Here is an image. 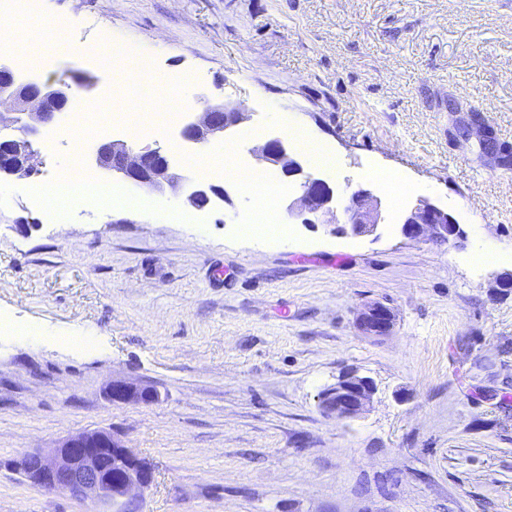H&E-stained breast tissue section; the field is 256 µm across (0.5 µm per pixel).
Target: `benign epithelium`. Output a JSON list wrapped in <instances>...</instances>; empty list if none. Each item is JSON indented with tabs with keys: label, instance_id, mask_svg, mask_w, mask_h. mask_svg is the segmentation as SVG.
Segmentation results:
<instances>
[{
	"label": "benign epithelium",
	"instance_id": "1",
	"mask_svg": "<svg viewBox=\"0 0 512 512\" xmlns=\"http://www.w3.org/2000/svg\"><path fill=\"white\" fill-rule=\"evenodd\" d=\"M64 82L39 81L22 77L14 69L7 52L0 54V130L20 129L21 135L0 138V173L16 179L31 177L39 164L38 141L42 128L51 123L69 97ZM448 138L477 141L480 156L500 166L512 148L498 142L487 126L481 109L457 99H448ZM249 119V113L223 102L205 101L201 109L188 111L177 134L182 148H196L224 140ZM252 156L276 167L296 186V196L288 202V216L303 224L325 223L324 217L343 208L347 226L355 236L375 232L382 216V201L364 186L340 200L330 184L306 170L304 158L285 137L270 133L263 143L251 148ZM91 166L116 176L141 190L162 194L177 191L183 202L203 210L216 202L230 201L220 185L188 181L174 165L167 149H139L125 140H101L88 157ZM401 233L411 241L448 243L464 238L455 216L427 198L419 199L401 218ZM395 323L392 308L375 303L357 316L359 328L370 336H384ZM376 392L374 381L349 371L319 395L322 411L339 420L353 419L370 405ZM107 395L118 403H148L155 393L124 381H112ZM32 484L90 496L112 506V512H126V506L143 498L153 483V468L133 449L110 432H84L64 439L50 453L26 454L20 464Z\"/></svg>",
	"mask_w": 512,
	"mask_h": 512
}]
</instances>
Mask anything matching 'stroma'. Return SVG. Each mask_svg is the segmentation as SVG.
I'll list each match as a JSON object with an SVG mask.
<instances>
[{
	"mask_svg": "<svg viewBox=\"0 0 512 512\" xmlns=\"http://www.w3.org/2000/svg\"><path fill=\"white\" fill-rule=\"evenodd\" d=\"M11 19L27 48L39 31L83 53L52 52L43 80L73 83L44 127L37 181L71 168V112L130 119L128 86L95 62L102 34L183 76V97L216 96L250 117L223 143L178 161L265 170L264 209L278 239L237 232L256 204L204 210L172 194L54 220V205L0 182V315L45 341L0 333V512H99L36 486L15 463L61 439L105 430L154 469L138 512H512V262L478 263L481 243L512 248V167L448 138V100L479 107L512 144V0H47ZM290 112L338 160L321 178L369 186L374 234L288 220L293 183L251 146ZM396 170L403 192L368 178ZM427 197L448 208L462 243L410 241L402 214ZM34 219L22 230L17 217ZM379 302L397 320L363 335L357 311ZM81 336L86 349L58 345ZM372 378L368 409L339 421L319 395L345 370ZM124 380L147 404L108 400Z\"/></svg>",
	"mask_w": 512,
	"mask_h": 512,
	"instance_id": "stroma-1",
	"label": "stroma"
}]
</instances>
